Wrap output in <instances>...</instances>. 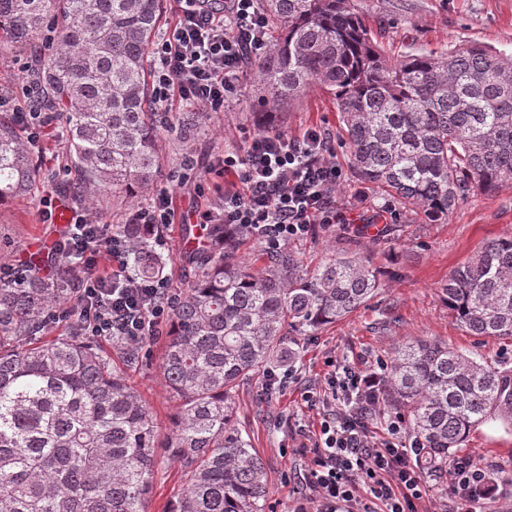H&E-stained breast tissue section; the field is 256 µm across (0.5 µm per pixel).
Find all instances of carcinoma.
<instances>
[{
	"instance_id": "obj_1",
	"label": "carcinoma",
	"mask_w": 512,
	"mask_h": 512,
	"mask_svg": "<svg viewBox=\"0 0 512 512\" xmlns=\"http://www.w3.org/2000/svg\"><path fill=\"white\" fill-rule=\"evenodd\" d=\"M269 51L251 68L263 106L286 108L312 85L333 94L352 169L431 222L470 191L512 178V58L481 44L388 60L352 0H262ZM164 0H0V38L36 50L47 111L63 110L70 165L63 192L79 205L146 197L159 161L155 134L185 145L198 124L158 110L148 61ZM41 168L0 115V203L38 188ZM139 280L164 276L159 224H118ZM264 244V265L239 255ZM192 279L165 336V386L181 400L168 442L184 485L170 512H266L268 475L235 427L241 384L268 369L291 337L312 334L367 304L378 271L343 250L312 270L296 253L246 228L207 224L184 255ZM79 268L63 261L20 286L0 282V512H148L158 460L156 423L127 371L143 346L124 336L104 350L70 334L41 333L77 300ZM441 293L472 336L512 339V235L485 243L448 275ZM117 355L121 365L113 364ZM371 401L404 420L422 467L443 474L472 430L512 426V366L488 365L446 344L398 349Z\"/></svg>"
}]
</instances>
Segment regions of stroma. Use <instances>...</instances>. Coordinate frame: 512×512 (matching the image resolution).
Instances as JSON below:
<instances>
[{"label":"stroma","instance_id":"obj_1","mask_svg":"<svg viewBox=\"0 0 512 512\" xmlns=\"http://www.w3.org/2000/svg\"><path fill=\"white\" fill-rule=\"evenodd\" d=\"M379 44L389 54L441 52L479 43L504 56H512V0H356ZM31 53L0 43V88L12 90L13 108L27 107L24 88L30 80ZM263 106L253 73H245L241 92L226 111L203 114V135L194 146L195 166L184 171L172 147L173 135L161 133L158 142L162 172L157 189L167 190L177 208L179 223L166 226L163 254L169 260L168 275L174 290L184 288L190 273L182 256L190 232L197 229V214L215 195L224 179L211 172L214 157L225 147L242 144L259 134L258 113ZM56 114L41 133L36 155L43 179L35 194L0 204V271L23 262L46 268L52 250L64 235L63 225L44 219V209L59 210L64 202L58 192L63 170V149L58 139L65 125ZM340 114L326 90L315 87L291 108L272 114L270 128L302 135L310 128L337 138ZM336 162L344 180L336 204L351 219L353 249L368 257L382 272L383 286L367 305L348 318L309 335L296 337L295 356L276 369L281 379L272 395H263L265 376L244 383L237 392V424L249 433L255 451L263 459L269 479L273 512H291L297 489L303 488L306 460L297 454L301 432L316 419L307 407L305 391L324 381L328 361L364 368L387 360L402 346L419 341L448 344L487 363L512 362V340L483 339L470 335L442 301L441 285L451 270L470 258L487 241L512 234V180L490 193L468 194L448 219L430 223L419 213L396 207L393 215L379 218L380 194L351 171L342 146H335ZM205 183V194L195 190ZM163 335L149 339L142 365L133 369L137 389L152 410L160 437H167L179 402L164 385L160 365ZM463 454L512 465V430L496 421L476 428L467 438ZM160 464L152 478L148 512H165L181 488L178 466L167 462L166 449H158Z\"/></svg>","mask_w":512,"mask_h":512}]
</instances>
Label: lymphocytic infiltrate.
<instances>
[{"label":"lymphocytic infiltrate","mask_w":512,"mask_h":512,"mask_svg":"<svg viewBox=\"0 0 512 512\" xmlns=\"http://www.w3.org/2000/svg\"><path fill=\"white\" fill-rule=\"evenodd\" d=\"M173 25L154 44L151 72L154 97L163 105L223 111L236 96L240 74L269 46L261 0H177ZM221 173L239 184L221 190L218 202L201 218L204 224H241L269 229L277 243L308 233L314 224H344L336 206L343 178L335 155L320 131L297 137L279 131L253 136L225 149L217 158ZM97 218L74 213L70 228L80 259L82 284L74 311L84 335L116 334L139 343L169 316L173 293L167 280L149 284L132 275L123 257L121 235H84ZM381 381L376 369L343 367L331 371L321 389L323 404L343 401L339 413L320 416L308 435L307 495L295 512H418L428 496L419 461L422 451L403 443V421L389 416L385 432L359 420L353 399L373 395ZM449 496L439 497L437 512H488L500 487L512 486V466L460 456L448 464Z\"/></svg>","instance_id":"1"}]
</instances>
